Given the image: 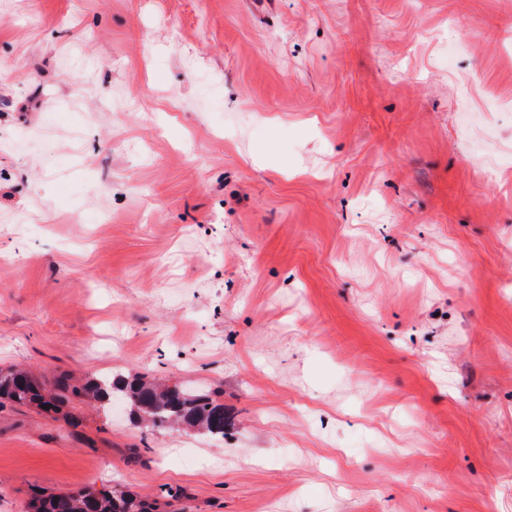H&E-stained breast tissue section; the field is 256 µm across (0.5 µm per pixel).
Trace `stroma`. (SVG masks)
Segmentation results:
<instances>
[{
  "instance_id": "1",
  "label": "stroma",
  "mask_w": 512,
  "mask_h": 512,
  "mask_svg": "<svg viewBox=\"0 0 512 512\" xmlns=\"http://www.w3.org/2000/svg\"><path fill=\"white\" fill-rule=\"evenodd\" d=\"M456 28L458 46L449 48ZM512 0H0V512H512ZM72 381L70 376H61L47 390L23 369L1 370L0 406L5 402L42 408L51 405L45 410L52 411L71 398L108 405L112 399L120 398L128 405L133 419L152 430L181 425L213 437L224 436V405L215 402L202 388L171 387L139 377H99L81 385ZM146 502L121 489L79 490L42 498L35 512H151Z\"/></svg>"
}]
</instances>
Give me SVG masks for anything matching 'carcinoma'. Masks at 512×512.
I'll use <instances>...</instances> for the list:
<instances>
[{
    "instance_id": "obj_1",
    "label": "carcinoma",
    "mask_w": 512,
    "mask_h": 512,
    "mask_svg": "<svg viewBox=\"0 0 512 512\" xmlns=\"http://www.w3.org/2000/svg\"><path fill=\"white\" fill-rule=\"evenodd\" d=\"M72 398L112 404L122 399L133 419L155 429L181 425L213 437H224V405L197 387L167 386L143 378L99 377L78 385L64 375L52 389L23 369L0 371V406L6 402L58 407ZM35 512H151L143 500L121 489L79 490L45 497Z\"/></svg>"
}]
</instances>
